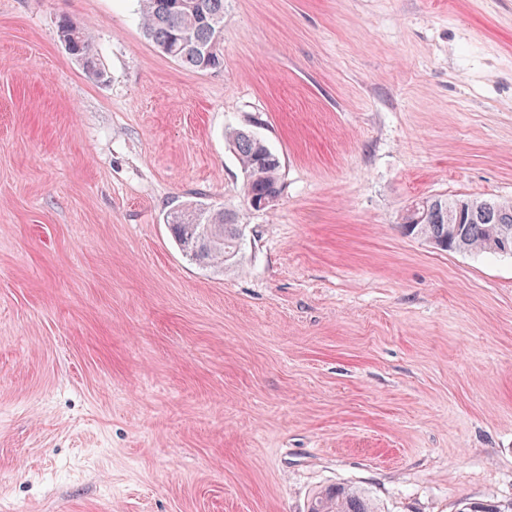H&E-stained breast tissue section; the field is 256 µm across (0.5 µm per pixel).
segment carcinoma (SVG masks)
I'll list each match as a JSON object with an SVG mask.
<instances>
[{
	"label": "carcinoma",
	"mask_w": 512,
	"mask_h": 512,
	"mask_svg": "<svg viewBox=\"0 0 512 512\" xmlns=\"http://www.w3.org/2000/svg\"><path fill=\"white\" fill-rule=\"evenodd\" d=\"M145 35L164 55L192 70L207 71L224 61V0H142ZM59 38L66 50L86 69L98 73L88 31L69 18L60 19ZM233 150L244 175L243 204L251 200L279 198L280 160L254 133L239 129L230 135ZM400 225L408 237L425 240L444 251L494 253L512 256V199L453 198L444 195L415 203ZM201 203L191 201L167 215L182 252L206 266L226 268L240 263L247 225L239 213L227 208L205 210L204 220L194 222ZM307 512H379L377 505L359 488L336 486L311 499Z\"/></svg>",
	"instance_id": "1"
}]
</instances>
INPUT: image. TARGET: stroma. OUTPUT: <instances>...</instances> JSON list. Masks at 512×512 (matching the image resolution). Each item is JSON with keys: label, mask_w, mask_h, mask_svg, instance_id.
Here are the masks:
<instances>
[{"label": "stroma", "mask_w": 512, "mask_h": 512, "mask_svg": "<svg viewBox=\"0 0 512 512\" xmlns=\"http://www.w3.org/2000/svg\"><path fill=\"white\" fill-rule=\"evenodd\" d=\"M140 11L0 0V512L512 504V258L399 228L512 198V0H224L209 71ZM236 128L280 158L269 209ZM197 196L251 226L239 269L177 247ZM59 38L66 50L83 61L86 69L93 74H99L92 54L91 37L85 29L78 27L69 18L63 17L58 22ZM307 512H379V510L361 489L336 485L312 498Z\"/></svg>", "instance_id": "1"}]
</instances>
